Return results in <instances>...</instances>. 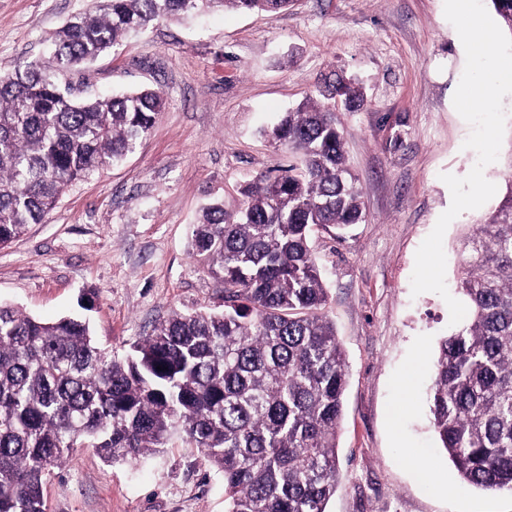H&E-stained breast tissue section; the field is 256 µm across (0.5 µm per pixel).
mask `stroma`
I'll list each match as a JSON object with an SVG mask.
<instances>
[{
  "label": "stroma",
  "mask_w": 512,
  "mask_h": 512,
  "mask_svg": "<svg viewBox=\"0 0 512 512\" xmlns=\"http://www.w3.org/2000/svg\"><path fill=\"white\" fill-rule=\"evenodd\" d=\"M94 9L0 0V73L45 57L72 15ZM465 61L444 0H295L275 18L228 10L126 37L72 84L86 96L149 87L165 106L122 161L74 182L46 222L0 249V300L43 319L86 314L121 353L171 311L218 308V284L191 255L201 208L220 199L236 212L242 185L295 162L263 129L344 71L366 94L361 110L336 112L365 220L312 237L349 367L327 512H512L511 494L467 486L435 444L427 393L450 314L438 294L411 293L415 253L451 203L441 176L477 160L452 102ZM484 214L463 212L445 233L448 290ZM44 496L47 512H224V475L178 439L135 465L84 447Z\"/></svg>",
  "instance_id": "obj_1"
}]
</instances>
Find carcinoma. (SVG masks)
I'll use <instances>...</instances> for the list:
<instances>
[{"instance_id":"obj_1","label":"carcinoma","mask_w":512,"mask_h":512,"mask_svg":"<svg viewBox=\"0 0 512 512\" xmlns=\"http://www.w3.org/2000/svg\"><path fill=\"white\" fill-rule=\"evenodd\" d=\"M292 2L97 0L56 32L49 59L0 74V248L74 181L121 161L163 109L155 89L81 100L61 75L161 20L276 17ZM490 2L512 34V0ZM338 100L355 111L364 94L334 72L264 130L298 162L250 180L237 213L214 201L195 223L193 256L220 283L222 310H174L120 355L86 320L0 303V512H46L53 470L86 443L124 464L174 438L224 472L225 512H326L348 367L310 238L364 221ZM462 254L468 312L438 342L429 412L464 483L512 493V172Z\"/></svg>"}]
</instances>
